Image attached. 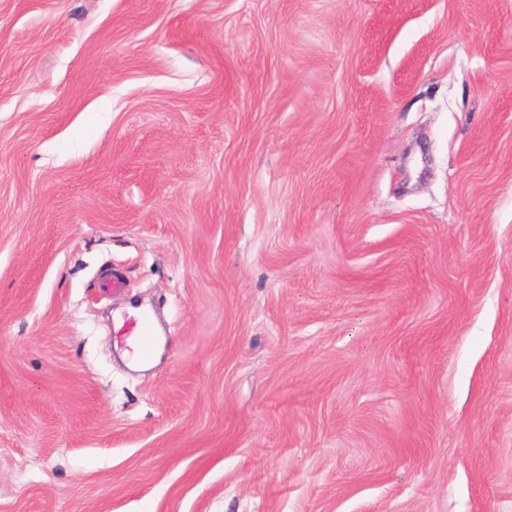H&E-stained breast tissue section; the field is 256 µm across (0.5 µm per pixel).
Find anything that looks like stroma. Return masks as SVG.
I'll return each instance as SVG.
<instances>
[{
	"instance_id": "1",
	"label": "stroma",
	"mask_w": 512,
	"mask_h": 512,
	"mask_svg": "<svg viewBox=\"0 0 512 512\" xmlns=\"http://www.w3.org/2000/svg\"><path fill=\"white\" fill-rule=\"evenodd\" d=\"M0 512H512V0H0ZM129 331L126 336H129L138 328V336H136L135 344L140 353L144 357H148L155 347V331L151 318L148 315H141L138 321L135 318H129L127 321Z\"/></svg>"
}]
</instances>
